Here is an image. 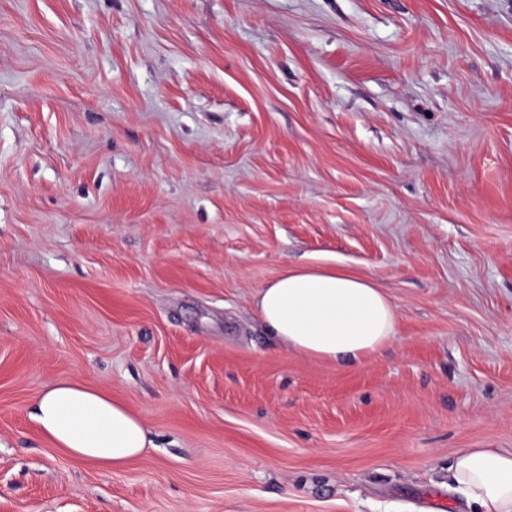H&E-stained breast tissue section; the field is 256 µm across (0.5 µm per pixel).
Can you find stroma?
<instances>
[{"instance_id": "35a3bbf8", "label": "stroma", "mask_w": 512, "mask_h": 512, "mask_svg": "<svg viewBox=\"0 0 512 512\" xmlns=\"http://www.w3.org/2000/svg\"><path fill=\"white\" fill-rule=\"evenodd\" d=\"M296 266L394 341L268 336ZM61 380L153 449L55 448ZM464 448L512 451V0H0V512H469ZM269 336L319 362L363 365L396 336L397 312L365 276L340 268L288 269L254 301ZM30 416L53 446L102 467L119 469L154 447L140 416L106 391L85 384L49 385Z\"/></svg>"}]
</instances>
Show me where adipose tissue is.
Listing matches in <instances>:
<instances>
[{"instance_id": "obj_1", "label": "adipose tissue", "mask_w": 512, "mask_h": 512, "mask_svg": "<svg viewBox=\"0 0 512 512\" xmlns=\"http://www.w3.org/2000/svg\"><path fill=\"white\" fill-rule=\"evenodd\" d=\"M254 308L269 336L332 365H363L392 342L398 323L393 304L370 278L340 268L287 270L257 293ZM31 418L53 446L106 468H121L151 446L140 416L80 383L49 385ZM450 468L472 512H512V452L465 448Z\"/></svg>"}]
</instances>
